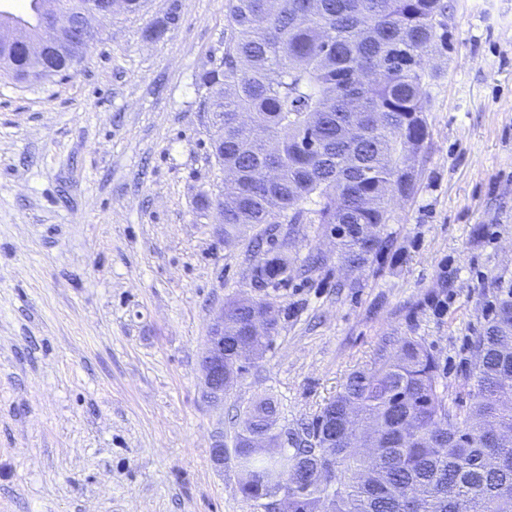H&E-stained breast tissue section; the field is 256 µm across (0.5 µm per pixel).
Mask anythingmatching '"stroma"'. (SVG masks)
<instances>
[{
  "label": "stroma",
  "instance_id": "35a3bbf8",
  "mask_svg": "<svg viewBox=\"0 0 512 512\" xmlns=\"http://www.w3.org/2000/svg\"><path fill=\"white\" fill-rule=\"evenodd\" d=\"M224 3L146 0L102 20L69 77L0 81V512H263L239 487L246 408L269 398L280 425L311 424L387 336L421 339L449 404L469 399L470 342L512 285V0H447L392 251L349 273L329 228L301 224L292 265H325L259 294L256 229L225 242L200 205L224 185L198 83L224 52ZM252 294L277 332L210 402L213 315Z\"/></svg>",
  "mask_w": 512,
  "mask_h": 512
}]
</instances>
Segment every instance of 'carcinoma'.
Listing matches in <instances>:
<instances>
[{
  "mask_svg": "<svg viewBox=\"0 0 512 512\" xmlns=\"http://www.w3.org/2000/svg\"><path fill=\"white\" fill-rule=\"evenodd\" d=\"M95 0H34L40 18H75ZM224 60L199 84L217 121L215 157L233 192L224 200V240L258 224L249 286H288L293 268L277 246L282 224H327L340 260L356 270L394 247L384 233L392 197L408 199L403 165L430 139V49L446 44L445 0H226ZM71 53L40 81L65 77ZM32 61L0 46V77L22 89ZM309 203L306 209L301 204ZM256 300L224 303V373L236 383L234 351L255 355L266 337L247 335ZM474 382L466 412L440 391L439 364L413 337L388 336L346 378L315 421L297 433L278 426L264 399L244 413L235 436L241 493L265 512H512V286L470 345ZM291 447L276 456L270 449ZM325 470L329 481H304Z\"/></svg>",
  "mask_w": 512,
  "mask_h": 512,
  "instance_id": "obj_1",
  "label": "carcinoma"
}]
</instances>
